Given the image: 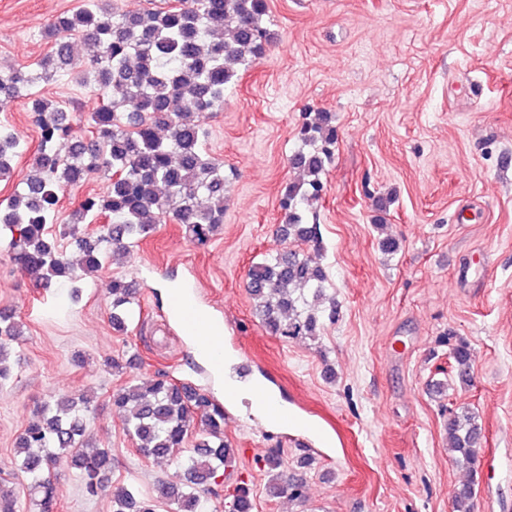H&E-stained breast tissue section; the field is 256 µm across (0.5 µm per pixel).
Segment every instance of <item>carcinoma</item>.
I'll return each mask as SVG.
<instances>
[{
    "label": "carcinoma",
    "instance_id": "cac0c4a2",
    "mask_svg": "<svg viewBox=\"0 0 512 512\" xmlns=\"http://www.w3.org/2000/svg\"><path fill=\"white\" fill-rule=\"evenodd\" d=\"M267 0H170L143 12H121L110 0H84L78 9L50 18L41 37L50 50L35 68L0 71V102L26 99L39 132L30 173L6 203L0 204V242L10 261L36 275L38 288L71 281L75 269L65 248L81 257L83 272L94 274L129 256L137 244L173 222L190 240L204 245L224 224V163L204 151L205 119L224 109V90L240 70L266 56L273 36L265 25ZM90 49L74 57L70 39ZM77 73L92 78L101 99L89 113L93 137L77 139L62 107L32 92L39 81ZM329 112L303 113L299 134L312 146L289 159L304 180L287 183L279 206L277 234L320 249L316 224L305 206L322 198L326 165L336 147ZM20 140L0 126V180L13 176L12 159ZM109 174L105 190L87 195L69 219L57 223L59 194L94 175ZM323 267L302 250H288L252 263L246 287L265 330L285 339L317 336L336 320V298L327 293ZM136 285L112 278V329L126 333L137 315ZM23 336L20 322L0 312V382L10 374L11 343ZM471 349L458 341L450 350L456 377L470 380ZM137 357L114 358L115 375L135 369ZM112 407L126 414L125 429L147 458H181L186 480L161 483L156 496L139 497L112 482L113 458L91 437L94 395L82 406L67 396L37 409L14 443V467L27 481L30 500L46 512L59 499L53 472L73 470L87 495L107 492L112 512H206L205 491L219 485L233 461L224 440V405L209 393L164 375L132 381L112 391ZM448 440L454 462L469 470L478 462L482 424L469 413L449 411ZM272 498L305 499L297 479L287 476L278 456L266 458ZM475 484L468 480L452 493L453 512H474ZM231 512H252L250 488H235Z\"/></svg>",
    "mask_w": 512,
    "mask_h": 512
}]
</instances>
